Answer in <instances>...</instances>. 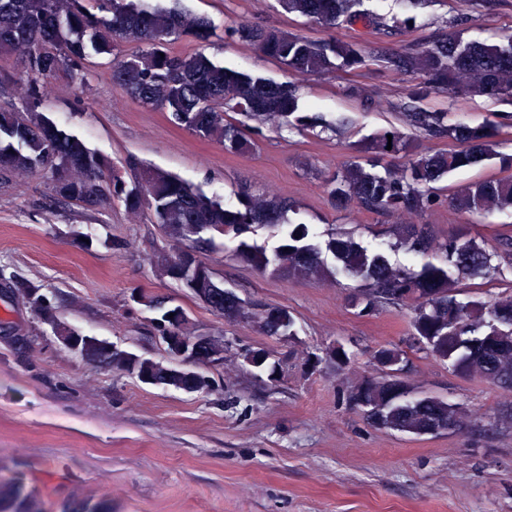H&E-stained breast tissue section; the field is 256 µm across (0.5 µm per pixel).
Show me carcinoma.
<instances>
[{
	"label": "carcinoma",
	"mask_w": 512,
	"mask_h": 512,
	"mask_svg": "<svg viewBox=\"0 0 512 512\" xmlns=\"http://www.w3.org/2000/svg\"><path fill=\"white\" fill-rule=\"evenodd\" d=\"M353 0H277L280 8L310 18L326 28L354 25L362 16L352 11ZM230 35L255 46L263 55L289 70L325 75L360 66L366 51L358 43L335 36L312 39L274 27L240 23ZM213 36L208 18L186 11L164 9L150 0H0V55L20 61L18 72L0 71V88L25 85L22 111H0V169L18 175L37 172L52 177V202L71 203L96 211L114 198L128 211H151L165 238L179 245L171 254L154 253L159 275L187 289L196 299L228 322L249 317L242 300L217 279L201 259L215 250L216 239L237 240L234 256L259 275L308 279L352 277L363 282L349 298L359 317H369L383 303L414 304L409 349L446 362L457 373L478 375L512 387V298L494 302L457 299L455 284L462 278H488L501 273V262L512 267V240L501 252H488L462 226L446 239L434 236L431 225L416 223L448 205L462 213L512 210V175L482 179L442 196L435 184L452 173L484 161L496 160L512 170V155L497 151L501 124L488 120L478 126H450L443 112H424L416 102L446 91L456 97L512 100V33L491 43L466 41L450 30L422 48H381L371 55L395 73L416 75L419 82L404 106L406 123L428 139H448L455 147L430 153L411 137L391 126L351 145L352 156L325 181V192L337 211L358 208L377 215L406 218L384 226L395 245L424 258L419 269L407 273L377 250L359 245L346 233H332L325 246L315 243L318 233L308 224H290L272 249L252 242L255 227L285 224L287 203L265 194L244 193L238 203L226 205L180 178L156 169L139 174L126 187L108 163L75 135L37 111L41 81L59 72L81 84L86 80V58L94 53L112 58V83L136 101L169 113L170 120L197 136L215 141L228 154L246 155L256 147L259 125L277 121L286 127L335 132L338 125L300 111L292 87L245 74L215 63L202 52L177 55L170 42L189 37L206 44ZM143 48L121 54L122 42ZM243 116L248 126L228 118ZM327 251L336 260L328 269L321 258ZM442 262H433V256ZM4 287L25 295L34 322L44 307L27 296L34 284L14 279ZM143 306L155 313L156 333L195 340L198 334L188 316L172 323L165 299L144 296ZM259 323L272 335H295V321L284 307H264ZM81 358L139 376L143 363L131 352L114 351L112 343L95 339L77 350ZM243 361L271 382L283 372L263 349L242 353ZM153 384L194 390L195 378L178 374L170 362L150 367ZM353 407L380 426L414 435L460 427L462 416L435 396L410 397L403 379H363L348 393ZM0 512H45L37 494L18 480L0 481Z\"/></svg>",
	"instance_id": "cac0c4a2"
}]
</instances>
